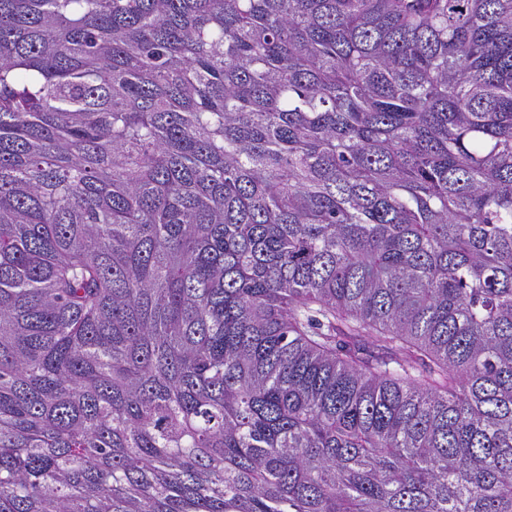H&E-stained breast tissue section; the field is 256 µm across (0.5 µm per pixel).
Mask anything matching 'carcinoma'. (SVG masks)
<instances>
[{
    "label": "carcinoma",
    "mask_w": 512,
    "mask_h": 512,
    "mask_svg": "<svg viewBox=\"0 0 512 512\" xmlns=\"http://www.w3.org/2000/svg\"><path fill=\"white\" fill-rule=\"evenodd\" d=\"M0 512H512V0H0Z\"/></svg>",
    "instance_id": "obj_1"
}]
</instances>
